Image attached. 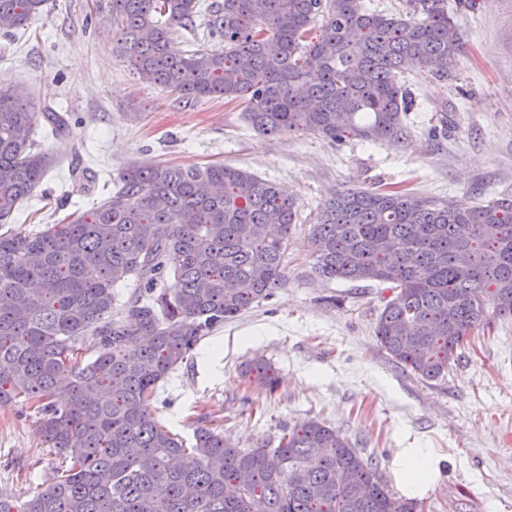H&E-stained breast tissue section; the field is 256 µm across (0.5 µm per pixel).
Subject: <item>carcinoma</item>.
I'll list each match as a JSON object with an SVG mask.
<instances>
[{
    "label": "carcinoma",
    "instance_id": "obj_1",
    "mask_svg": "<svg viewBox=\"0 0 512 512\" xmlns=\"http://www.w3.org/2000/svg\"><path fill=\"white\" fill-rule=\"evenodd\" d=\"M45 0H0L9 38ZM113 52L140 77L193 102L244 104L261 135L314 133L398 147L414 98L412 68L436 80L461 53L448 0H406L402 12L364 0H106ZM204 15L210 41L173 50ZM66 117L0 83V225L53 159L34 139ZM298 202L246 170L130 166L96 207L38 232L0 233V403L39 414L36 434L69 461L50 486L0 512H420L375 463L318 419L277 445L237 447L203 416L191 446L158 422L157 386L213 330L286 285ZM314 272L392 292L376 321L386 354L426 381L448 375L488 308L512 317V200L437 202L406 191L349 189L310 231ZM136 291L112 315L120 283ZM98 341L83 364V339ZM244 375L267 392L275 369Z\"/></svg>",
    "mask_w": 512,
    "mask_h": 512
}]
</instances>
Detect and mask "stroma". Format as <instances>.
<instances>
[{"mask_svg": "<svg viewBox=\"0 0 512 512\" xmlns=\"http://www.w3.org/2000/svg\"><path fill=\"white\" fill-rule=\"evenodd\" d=\"M100 0H47L15 41H0V82L68 113L72 133L35 139L54 162L14 215L40 230L96 206L133 163L184 167L224 163L277 184L299 203L288 240V283L216 327L193 357L160 383L155 418L191 440L192 417H224L238 447L276 439L316 417L376 463L392 492L401 448L449 456L422 497L424 512H512V319L490 316L448 376L423 381L395 364L375 336L386 288L311 275L310 226L322 204L346 188H400L437 201L512 197V0H448L464 35L447 81L424 69L405 75L415 108L411 136L335 144L313 134L261 136L242 107L221 99L185 104L142 81L112 52V21ZM448 117L447 133L430 137ZM89 173L73 191L72 168ZM259 358L279 375L273 394L249 384L244 362ZM36 417L0 405V492L26 499L50 484L63 457L42 447Z\"/></svg>", "mask_w": 512, "mask_h": 512, "instance_id": "obj_1", "label": "stroma"}]
</instances>
